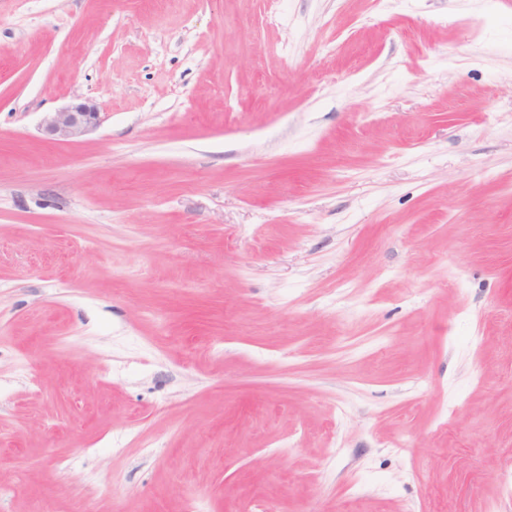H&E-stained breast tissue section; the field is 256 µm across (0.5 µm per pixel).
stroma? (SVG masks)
Segmentation results:
<instances>
[{
  "instance_id": "35a3bbf8",
  "label": "stroma",
  "mask_w": 512,
  "mask_h": 512,
  "mask_svg": "<svg viewBox=\"0 0 512 512\" xmlns=\"http://www.w3.org/2000/svg\"><path fill=\"white\" fill-rule=\"evenodd\" d=\"M509 471L512 0H0V512ZM100 123V112L86 103L71 105L56 112L47 113L42 126L54 141H69L85 135Z\"/></svg>"
}]
</instances>
